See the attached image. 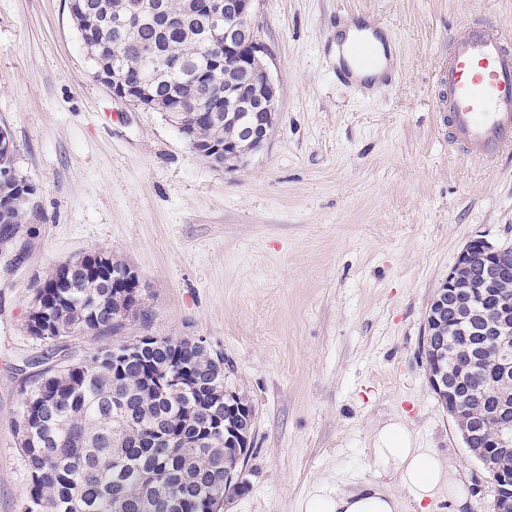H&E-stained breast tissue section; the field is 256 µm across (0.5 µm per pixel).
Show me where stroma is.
<instances>
[{
	"mask_svg": "<svg viewBox=\"0 0 512 512\" xmlns=\"http://www.w3.org/2000/svg\"><path fill=\"white\" fill-rule=\"evenodd\" d=\"M375 19L397 64L367 93L337 82L336 25ZM512 0H256L277 87L275 133L243 169L194 153L162 113L114 99L69 0H0V129L34 185L0 243V512H23L12 421L44 356L25 323L51 267L103 252L137 273L149 322L70 339L91 352L143 335L223 352L255 411L246 489L224 512H302L367 478L397 488L373 429L399 420L461 483L404 512H490L482 466L433 393L422 358L429 301L467 241L512 247V157L452 148L435 75L448 36Z\"/></svg>",
	"mask_w": 512,
	"mask_h": 512,
	"instance_id": "stroma-1",
	"label": "stroma"
}]
</instances>
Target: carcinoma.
Listing matches in <instances>:
<instances>
[{"instance_id":"carcinoma-1","label":"carcinoma","mask_w":512,"mask_h":512,"mask_svg":"<svg viewBox=\"0 0 512 512\" xmlns=\"http://www.w3.org/2000/svg\"><path fill=\"white\" fill-rule=\"evenodd\" d=\"M128 0H70V13L95 69H114L141 83L140 98L194 128L192 146L224 145V48L204 52L208 14L189 0H163L185 24L170 29L143 5L128 32L112 30V15ZM152 44L160 58H178L181 72L141 55ZM0 142V224L25 223L34 186L15 167L7 130ZM126 264L91 252L57 264L43 282V306L28 315L27 333L50 346L55 363L35 374L14 430L28 485L25 512H222L238 494L224 482V463L244 462L250 450L224 438V388L234 368L224 353L193 338L155 336L128 365L112 349L71 360L73 336L115 333L147 308L141 294L113 293L112 276ZM480 330L475 324L447 336L445 365L457 370L456 345ZM491 363L466 382L481 380L495 393Z\"/></svg>"}]
</instances>
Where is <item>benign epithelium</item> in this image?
<instances>
[{
  "label": "benign epithelium",
  "mask_w": 512,
  "mask_h": 512,
  "mask_svg": "<svg viewBox=\"0 0 512 512\" xmlns=\"http://www.w3.org/2000/svg\"><path fill=\"white\" fill-rule=\"evenodd\" d=\"M256 0H213V34L223 37L225 120H235L245 145L224 141V168L240 169L272 138L277 88L268 66L258 61L261 47L254 38L251 18ZM512 274V247H498L483 237L469 240L430 301L423 349L427 378L448 416L461 431L469 453L488 474L493 488L491 512H512V297L502 294L484 311L485 335L497 350L495 380L507 391L488 414L475 412L467 396L450 385L441 367L448 323H459L473 311L475 295L499 291ZM233 417L224 427L242 442L249 440L255 416L250 406L224 399Z\"/></svg>",
  "instance_id": "benign-epithelium-1"
}]
</instances>
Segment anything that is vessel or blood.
Wrapping results in <instances>:
<instances>
[{
	"instance_id": "b4317fda",
	"label": "vessel or blood",
	"mask_w": 512,
	"mask_h": 512,
	"mask_svg": "<svg viewBox=\"0 0 512 512\" xmlns=\"http://www.w3.org/2000/svg\"><path fill=\"white\" fill-rule=\"evenodd\" d=\"M336 67L338 81L371 86L369 71L382 57L358 23ZM446 88L448 138L471 157L488 162L512 152V30L485 22L460 25L448 38V66L441 74Z\"/></svg>"
}]
</instances>
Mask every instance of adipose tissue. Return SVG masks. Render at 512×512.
Instances as JSON below:
<instances>
[{"label":"adipose tissue","mask_w":512,"mask_h":512,"mask_svg":"<svg viewBox=\"0 0 512 512\" xmlns=\"http://www.w3.org/2000/svg\"><path fill=\"white\" fill-rule=\"evenodd\" d=\"M374 454L398 475L400 486L416 501L434 497L440 489L456 495L458 482L444 461L434 451L417 448L406 425L391 421L378 426L374 433ZM401 496L363 480L350 492H322L308 498L304 512H403Z\"/></svg>","instance_id":"ef3b65f1"}]
</instances>
